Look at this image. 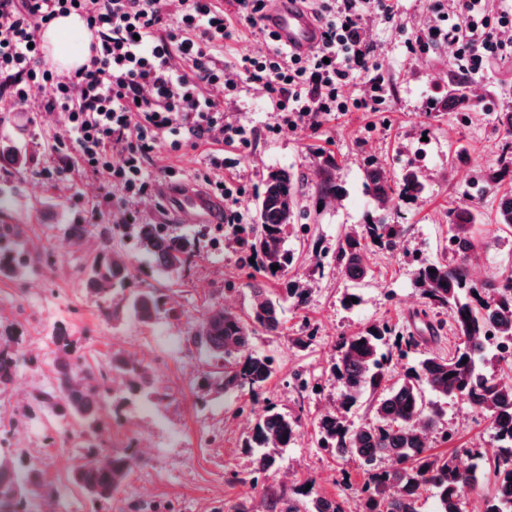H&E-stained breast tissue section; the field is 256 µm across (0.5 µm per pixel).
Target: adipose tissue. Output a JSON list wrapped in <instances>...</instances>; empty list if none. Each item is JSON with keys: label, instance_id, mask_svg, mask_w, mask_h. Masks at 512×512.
Masks as SVG:
<instances>
[{"label": "adipose tissue", "instance_id": "ef3b65f1", "mask_svg": "<svg viewBox=\"0 0 512 512\" xmlns=\"http://www.w3.org/2000/svg\"><path fill=\"white\" fill-rule=\"evenodd\" d=\"M41 39L47 46L45 61L58 69H73L89 57V34L85 22L71 15L55 20L42 29Z\"/></svg>", "mask_w": 512, "mask_h": 512}]
</instances>
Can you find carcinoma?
Masks as SVG:
<instances>
[{"instance_id": "obj_1", "label": "carcinoma", "mask_w": 512, "mask_h": 512, "mask_svg": "<svg viewBox=\"0 0 512 512\" xmlns=\"http://www.w3.org/2000/svg\"><path fill=\"white\" fill-rule=\"evenodd\" d=\"M448 107L455 112L475 108L465 85L448 86ZM331 154H322L313 183L315 205H324L345 192ZM366 183L377 207L420 194L424 185L419 172L406 170L401 179H389L378 167L366 170ZM299 207L294 177L285 169L268 172L259 196L256 223L224 225L233 242L245 253V261L270 280L284 285L282 297L297 308L308 301V289L288 280L292 256L287 247L288 229ZM475 223L470 208L448 202L449 242L452 261H423L414 271L413 284L425 309H443L452 318L460 343L448 355L422 352L394 383L386 384L393 359H403L416 349L413 335L397 342L398 354L384 350L392 328L375 324L337 342L338 358L329 368L342 385L336 404L317 419V443L336 456L357 464L363 473L358 489V512H419L426 490L433 492L437 512H464L465 494L486 476H493V491L483 502L484 512H512V382L500 375V364L511 358L512 273L484 281L471 277L470 265L477 246L470 236ZM497 224L512 229V189L499 199ZM401 235L400 225L385 224L370 217L339 240L335 260L352 280L370 272L368 253L373 248L393 249ZM97 254L84 266L90 291L107 304L127 285L129 263L112 241L132 238L139 250L152 258L156 272L166 280L184 277L201 255L199 239L181 232L179 224H113L104 228ZM0 277L18 278L40 259L29 254L28 244L14 229L0 226ZM278 266L272 270V266ZM280 297V298H282ZM280 298L261 283L250 288L246 314L218 306L204 312L191 328L188 340L217 362L216 369L202 376L203 394H234L262 387L275 373L274 361L252 348L257 329L276 335L282 327ZM169 297L158 288H142L125 305L127 319L147 325L166 310ZM55 345L53 375L34 396L22 417H49L60 413L69 420V435L94 438L93 450L69 473L68 482L87 500L106 501L129 483L138 459L134 452H116L104 444V436L118 414L123 393L142 398L159 397L151 368L122 352L112 354L100 369L91 364L81 341L64 331L52 337ZM24 339L14 327L0 329V389L13 381ZM442 399L455 398L484 415L494 431V448L470 452L475 462L460 468L455 457L433 452L427 432L437 412L425 401V393ZM372 397L375 420L355 425L349 420L364 394ZM299 420L270 407L253 425L244 447L252 457V481L270 472L281 451L295 444ZM383 459L388 468L379 467ZM45 482L40 469L12 452L0 448V512H30L32 501L42 494ZM279 512H346L343 504L323 497L315 488L302 493L305 500L284 497L265 489Z\"/></svg>"}]
</instances>
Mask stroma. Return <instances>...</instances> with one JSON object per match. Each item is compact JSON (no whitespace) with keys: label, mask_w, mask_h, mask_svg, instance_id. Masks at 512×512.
I'll return each instance as SVG.
<instances>
[{"label":"stroma","mask_w":512,"mask_h":512,"mask_svg":"<svg viewBox=\"0 0 512 512\" xmlns=\"http://www.w3.org/2000/svg\"><path fill=\"white\" fill-rule=\"evenodd\" d=\"M433 4L434 0H393V21L378 15L367 18L365 33L375 66L369 74L351 79L343 93L351 101L360 100L371 81H379L383 98L376 111L351 105L325 116L318 127L291 129L281 125L261 84L243 73L234 75L238 90L224 100V119L243 124L248 143L225 147V157L237 159L238 165L224 170L223 177L237 193L236 210L243 223L251 224L268 171L284 168L294 175L300 207L288 235L294 255L288 275L309 291L305 308L286 305L281 334L259 330L253 336L254 350L271 356L276 367L273 377L254 392L213 395L204 402L196 396L210 360L187 342L191 324L212 306L243 314L250 304V270L243 267L241 253L226 240L223 229L184 225V232L200 234L202 253L191 272L171 285L155 275L152 261L137 250L134 240H118V248L130 260L131 278L126 290L113 295L117 318L105 317L83 272L85 258L101 244L102 226L131 219L139 224L172 223L166 203L154 191L133 201L113 191L111 209L91 223L83 244L75 245L65 227L89 223V209L101 192L99 179L77 167L62 180L43 182L38 172L51 161V144L65 134L59 117L39 114L32 127L9 100H0V142L19 146L29 158L20 171L8 159H0V187L10 192L9 202L0 208V224L15 225L30 237L42 258L21 278L0 279V325H21L28 354L13 384L0 391V419L6 422L0 443L34 457L45 473L51 491L35 499L36 512H141L144 496L154 503V512H238L242 507L267 512L266 488L290 496L310 480L321 495L344 502L347 512H355L356 490L363 481L360 470L318 447L315 438L316 418L341 393L329 374L338 337L383 322L396 334L414 333L420 294L413 285V271L418 262L452 254L449 197L474 214V266L480 279L512 270V232L498 228L499 197L487 185L489 172L502 165L506 133L498 115L512 112V59L469 81V89L479 98L469 118L448 111L445 94L457 73L447 49L435 46L420 53L406 47L407 38L435 20ZM213 147V142L200 141L154 156L159 168L155 181H165L162 169L171 166L180 179L203 184ZM322 151L338 158L346 192L319 208L310 180ZM371 165L395 180L406 169H418L425 189L416 199L377 209L365 183V170ZM373 213L384 223L400 225L402 233L396 249L369 253V276L354 282L335 262L334 250L344 229ZM166 286L172 289L175 312L161 314L147 326L122 317L130 292ZM349 293L361 298L351 309L343 304ZM61 327L81 338L92 363H108L117 350L143 359L165 394L159 403L131 398L113 420L109 447L121 452L139 440L145 446L129 485L109 501L90 503L67 483V475L82 458L81 448L60 441L58 427L45 419L21 416L51 374L50 338ZM308 334L313 337L308 347L294 345L295 337ZM297 374L307 381V389L294 386ZM270 404L299 417L300 437L281 452L277 470L255 484L243 442ZM428 438L435 453L456 454L463 467L472 462L470 449H489L495 443L484 417L457 399L440 401L437 424ZM51 444L57 451L49 456L45 450Z\"/></svg>","instance_id":"obj_1"}]
</instances>
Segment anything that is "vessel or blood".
Instances as JSON below:
<instances>
[{
    "label": "vessel or blood",
    "instance_id": "1",
    "mask_svg": "<svg viewBox=\"0 0 512 512\" xmlns=\"http://www.w3.org/2000/svg\"><path fill=\"white\" fill-rule=\"evenodd\" d=\"M261 23L285 48L300 54L308 53L320 41L321 29L307 9L295 0H271ZM172 196L181 217L192 224H208L214 218L212 199L198 188L184 185L173 189Z\"/></svg>",
    "mask_w": 512,
    "mask_h": 512
}]
</instances>
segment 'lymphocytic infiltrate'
<instances>
[{"label": "lymphocytic infiltrate", "mask_w": 512, "mask_h": 512, "mask_svg": "<svg viewBox=\"0 0 512 512\" xmlns=\"http://www.w3.org/2000/svg\"><path fill=\"white\" fill-rule=\"evenodd\" d=\"M227 15L214 0H181L172 14L168 0H0V96L17 109L39 99L44 111L68 120L66 140L53 150L77 153L84 166L134 197L149 191L146 165L159 149H182L186 140L221 136L245 143L247 129L224 120V101L213 94L234 92L211 53L214 42L233 38L239 26H256L268 0H232ZM322 28L321 41L307 55L269 43L261 57H245L239 69L264 84L273 111L284 125L319 124L345 110L341 88L350 77L374 67L364 40V14L382 0H302ZM456 19L409 40L411 50L427 52L445 43L452 65L465 80L495 62L512 57V41L499 32L512 29V11H494L490 0H458ZM77 14L101 44L87 64L60 71L49 66L37 33L62 15Z\"/></svg>", "instance_id": "obj_1"}]
</instances>
